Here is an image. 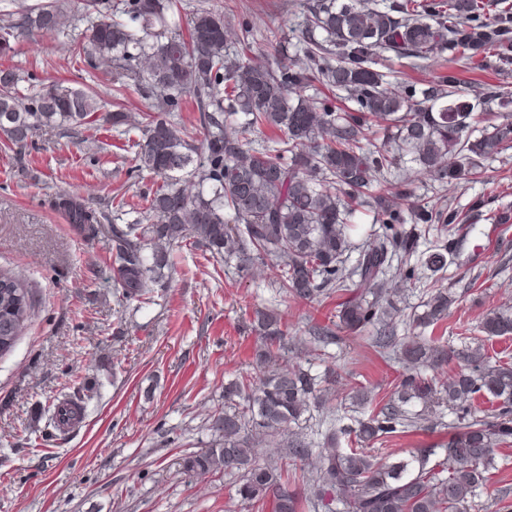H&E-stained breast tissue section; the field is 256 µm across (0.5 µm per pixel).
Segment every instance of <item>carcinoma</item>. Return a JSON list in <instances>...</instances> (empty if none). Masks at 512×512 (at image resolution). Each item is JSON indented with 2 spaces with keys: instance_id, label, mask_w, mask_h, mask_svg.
<instances>
[{
  "instance_id": "carcinoma-1",
  "label": "carcinoma",
  "mask_w": 512,
  "mask_h": 512,
  "mask_svg": "<svg viewBox=\"0 0 512 512\" xmlns=\"http://www.w3.org/2000/svg\"><path fill=\"white\" fill-rule=\"evenodd\" d=\"M173 0H83L69 15L55 3L9 14L0 34L15 39L61 32L80 23L73 53L87 66L125 71L135 92L152 100L150 110L131 123L135 161L160 180L137 217L116 231L112 267L125 298L145 302L166 284L169 248L191 240L221 259L237 258L247 269L255 260L279 263L285 298L306 304L336 294L337 321L320 328L314 340L328 345L336 333L371 326V346L398 355L402 372L383 394L352 388L362 409L354 423L329 429L316 446L294 430L313 409L335 410L327 381L299 363L273 370L269 363L287 349V334L273 312L257 313L255 360L259 383L224 387L230 411L214 417L223 440L186 457L184 472L196 477L218 473L239 478L236 494L244 504H271V512H473L497 468L496 450L512 447V358L493 357L486 342L512 335V311L497 308L480 322L479 336L464 348L445 349L433 337L399 336L401 316L387 275L394 259L418 252L422 235L437 239L425 261L437 273L460 253L457 233L484 206L481 199L456 210L439 201L416 199L407 188H380L384 171L397 163L396 150L413 155L418 173L446 184L480 173L483 161L512 148V115H499L474 137L469 129L485 118L473 97L502 108L512 104L497 86L469 93L467 72L512 73V0H304L296 28L302 56L284 50V29L270 27L265 61L232 50L248 42L250 30H236L218 9H195L168 20ZM402 58H440L448 67L416 88L384 86L374 69L381 52ZM344 91L349 105L307 89ZM191 99L203 113L202 137L189 142L186 128L168 115ZM98 112L96 95L52 76L22 94L18 78L0 69V136L20 156L35 131L50 126L82 127ZM387 133L373 138V123ZM276 134L272 145L256 148L253 136ZM68 222L95 230L99 213L76 193L57 197ZM373 213L381 230L367 232L357 265L346 271L354 214ZM454 292L434 289L416 326L448 318ZM32 294L25 282L0 269V356L9 353L31 317ZM458 360L446 382L421 375L423 366ZM482 397L495 404L473 407ZM442 401L456 422L441 424L444 440L405 455L363 448L390 434L422 430L431 405ZM84 394L73 388L55 405L62 412L83 410ZM287 434L277 459L263 460L255 443ZM441 459L430 464L431 457ZM302 474L310 491L292 488Z\"/></svg>"
}]
</instances>
